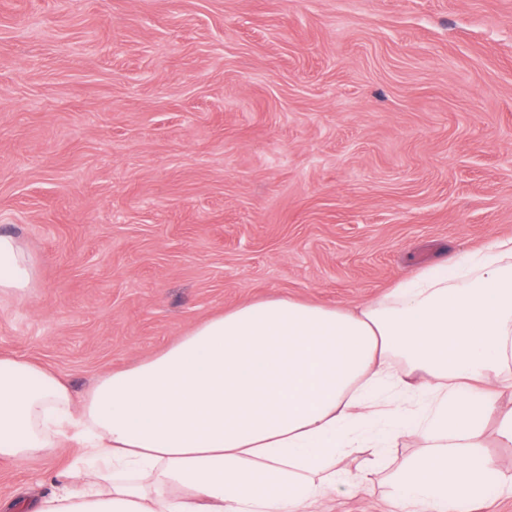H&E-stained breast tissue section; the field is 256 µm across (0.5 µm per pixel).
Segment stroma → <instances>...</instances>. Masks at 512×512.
Segmentation results:
<instances>
[{
  "label": "stroma",
  "instance_id": "1",
  "mask_svg": "<svg viewBox=\"0 0 512 512\" xmlns=\"http://www.w3.org/2000/svg\"><path fill=\"white\" fill-rule=\"evenodd\" d=\"M0 233L39 263L0 354L78 395L246 302L381 299L512 239V0H0Z\"/></svg>",
  "mask_w": 512,
  "mask_h": 512
}]
</instances>
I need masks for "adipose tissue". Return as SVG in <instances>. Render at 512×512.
Listing matches in <instances>:
<instances>
[{
	"mask_svg": "<svg viewBox=\"0 0 512 512\" xmlns=\"http://www.w3.org/2000/svg\"><path fill=\"white\" fill-rule=\"evenodd\" d=\"M38 263L0 234V299ZM512 239L443 261L348 311L288 297L207 319L74 401L64 376L0 355V462L73 449L49 492L0 512H320L386 469L390 440L423 444L394 476L395 512H462L496 476L484 426L512 445ZM368 444L357 474L341 468Z\"/></svg>",
	"mask_w": 512,
	"mask_h": 512,
	"instance_id": "adipose-tissue-1",
	"label": "adipose tissue"
}]
</instances>
